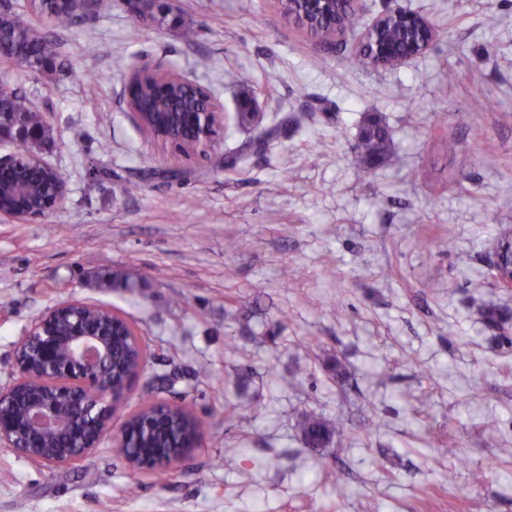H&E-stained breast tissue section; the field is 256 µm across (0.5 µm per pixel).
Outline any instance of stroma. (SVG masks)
<instances>
[{"mask_svg": "<svg viewBox=\"0 0 512 512\" xmlns=\"http://www.w3.org/2000/svg\"><path fill=\"white\" fill-rule=\"evenodd\" d=\"M398 7L438 37L393 69L356 64L357 34L316 43L277 0H158L154 24L104 0L54 32L66 68L12 78L48 116L67 194L32 223L0 216V388L39 315L94 303L146 348L123 413L183 403L204 438L160 476L108 439L73 468L0 447V512H512V293L490 249L512 239V0L361 15ZM146 63L223 104L208 156L133 123ZM373 116L393 148L370 169L354 146ZM115 271L139 287L97 286ZM306 416L332 427L325 447ZM300 427L307 442L315 448L322 446L331 433L329 427L324 422L312 418L302 420Z\"/></svg>", "mask_w": 512, "mask_h": 512, "instance_id": "obj_1", "label": "stroma"}]
</instances>
